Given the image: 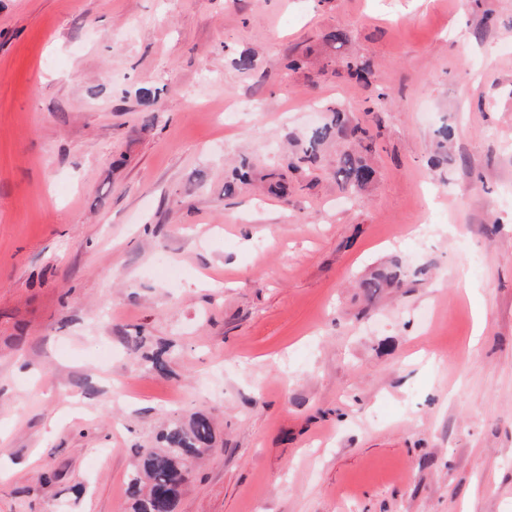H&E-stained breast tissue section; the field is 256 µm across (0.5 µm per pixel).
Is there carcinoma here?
Segmentation results:
<instances>
[{
	"mask_svg": "<svg viewBox=\"0 0 512 512\" xmlns=\"http://www.w3.org/2000/svg\"><path fill=\"white\" fill-rule=\"evenodd\" d=\"M349 75L358 80L366 79L367 69L355 60L336 62L332 75L340 78ZM332 118L310 129L300 155L289 162L295 169L299 162L314 161L322 147L335 138L348 139L366 131L348 125L346 113L331 109ZM370 147L360 145V149H347L336 155V180L344 188L358 191L371 184L377 175L376 169L368 162L366 153ZM250 181L247 161L233 171L231 180L225 182L224 193L231 195ZM407 277L401 263L395 262L375 271L370 277L361 280L358 288L371 299L385 288L403 283ZM213 440L210 419L203 415L193 417L185 423L171 420L159 434L158 448H142L138 453V464L127 476L126 493L129 512H175L180 493L173 490L179 484H186L189 475L184 473L187 465L195 464L211 448Z\"/></svg>",
	"mask_w": 512,
	"mask_h": 512,
	"instance_id": "obj_1",
	"label": "carcinoma"
}]
</instances>
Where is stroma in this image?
<instances>
[{"label":"stroma","mask_w":512,"mask_h":512,"mask_svg":"<svg viewBox=\"0 0 512 512\" xmlns=\"http://www.w3.org/2000/svg\"><path fill=\"white\" fill-rule=\"evenodd\" d=\"M336 107L356 196L285 164ZM197 413L175 512H512V0H0V512H126ZM361 150L347 149L336 155V180L351 191H358L371 184L377 175L376 169L368 162L366 153L370 147L359 139ZM406 277L407 274L402 264L395 262L378 269L369 278L361 280L358 283V288L362 290L364 296L371 299L384 288L400 285ZM212 424L203 414L185 423L171 420L162 429L158 448H140L138 464L127 476L126 493L129 512H174L186 484L187 464L192 466L211 448Z\"/></svg>","instance_id":"obj_1"}]
</instances>
